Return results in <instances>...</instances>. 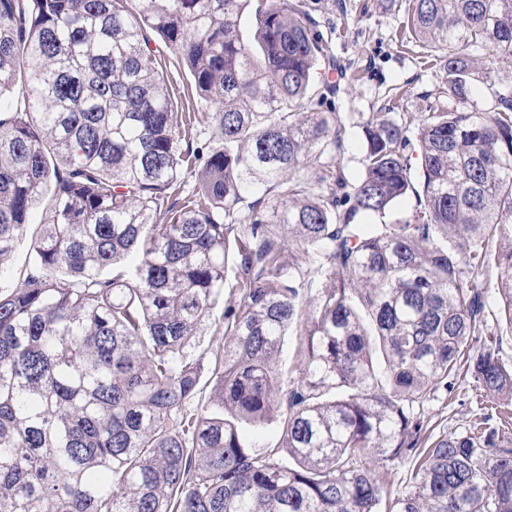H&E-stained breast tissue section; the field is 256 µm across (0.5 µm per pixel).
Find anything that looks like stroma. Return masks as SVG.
<instances>
[{
    "label": "stroma",
    "instance_id": "35a3bbf8",
    "mask_svg": "<svg viewBox=\"0 0 512 512\" xmlns=\"http://www.w3.org/2000/svg\"><path fill=\"white\" fill-rule=\"evenodd\" d=\"M321 31L347 79L335 99L348 122V138L339 158L349 180L362 172V124L372 112H411L423 115L442 101L438 66L418 47H401L397 30L404 18L405 0H316ZM151 47L166 73L173 99L187 109L194 95L193 80L178 56L159 37ZM431 423L450 429L476 420L481 405L475 390L462 385L455 393L439 394L429 405Z\"/></svg>",
    "mask_w": 512,
    "mask_h": 512
}]
</instances>
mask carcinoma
<instances>
[{
    "mask_svg": "<svg viewBox=\"0 0 512 512\" xmlns=\"http://www.w3.org/2000/svg\"><path fill=\"white\" fill-rule=\"evenodd\" d=\"M405 29L448 103L370 113L351 183L344 117L309 94L335 64L301 0H0V280L46 208L0 290V512H512V410L437 437L427 412L462 375L512 402L479 282L512 330V75L487 60L512 63V0H408ZM148 30L214 112L175 111ZM208 118L220 136L183 147ZM44 218L43 205L35 209L30 216V225L26 228V233L22 237V241L19 243L15 252L9 257L7 264L11 266L15 271H19L25 264L27 250L32 232ZM223 310L224 306L222 302H220L213 310L210 319L206 320L200 332V336H198L199 344L197 353L204 354L205 365L208 364L209 361L214 360V354L217 351L221 353L224 351V335L222 331H217L218 322L222 321ZM300 336L296 332L286 337L282 351L278 356V367L281 371V383L284 389L291 379L298 376L296 354ZM415 467L416 460L413 458H406L395 462L392 466V476L388 485V490L392 496L405 490Z\"/></svg>",
    "mask_w": 512,
    "mask_h": 512,
    "instance_id": "cac0c4a2",
    "label": "carcinoma"
}]
</instances>
